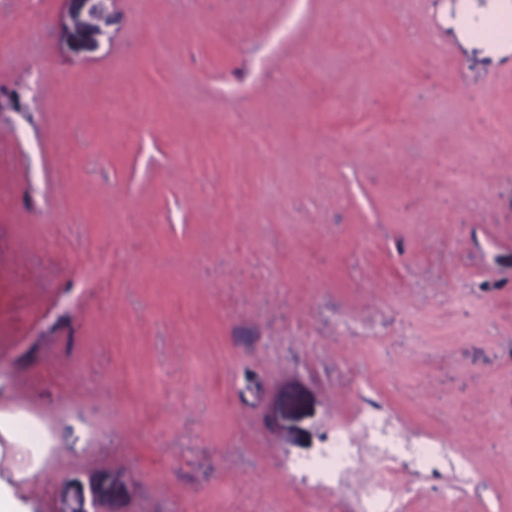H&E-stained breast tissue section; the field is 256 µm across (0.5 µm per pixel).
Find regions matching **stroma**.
<instances>
[{
    "instance_id": "stroma-1",
    "label": "stroma",
    "mask_w": 512,
    "mask_h": 512,
    "mask_svg": "<svg viewBox=\"0 0 512 512\" xmlns=\"http://www.w3.org/2000/svg\"><path fill=\"white\" fill-rule=\"evenodd\" d=\"M495 8L0 0L42 19L0 29L16 512H334L381 467L371 436L335 486L292 463L363 388L469 462L401 466L403 512H512V45L475 33ZM158 19L178 29L160 55Z\"/></svg>"
}]
</instances>
